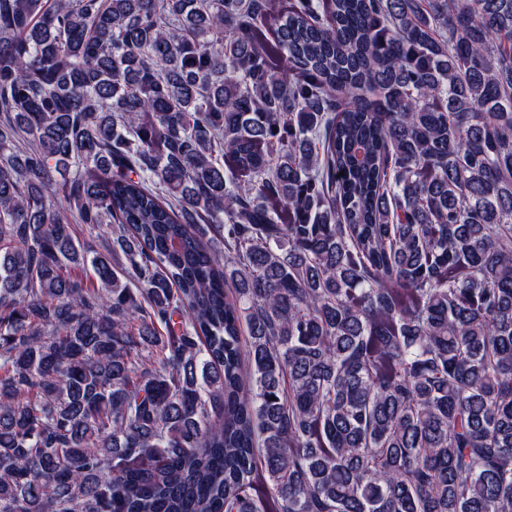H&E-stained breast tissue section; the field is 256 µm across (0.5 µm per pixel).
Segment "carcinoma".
<instances>
[{
	"mask_svg": "<svg viewBox=\"0 0 512 512\" xmlns=\"http://www.w3.org/2000/svg\"><path fill=\"white\" fill-rule=\"evenodd\" d=\"M271 11L0 0V512H512V0Z\"/></svg>",
	"mask_w": 512,
	"mask_h": 512,
	"instance_id": "obj_1",
	"label": "carcinoma"
}]
</instances>
